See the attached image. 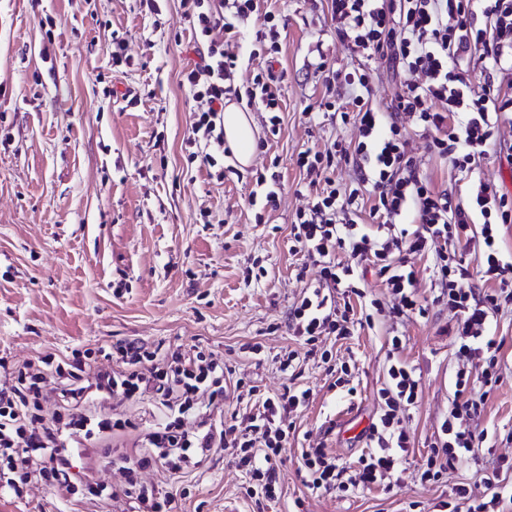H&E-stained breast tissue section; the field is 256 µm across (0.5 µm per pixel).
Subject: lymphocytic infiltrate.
<instances>
[{
	"mask_svg": "<svg viewBox=\"0 0 512 512\" xmlns=\"http://www.w3.org/2000/svg\"><path fill=\"white\" fill-rule=\"evenodd\" d=\"M184 20L208 44L200 62L186 68L182 84L195 103L192 133L205 145H224V103L245 95L248 106L280 124V90L272 73H258L239 83L236 55L224 47L233 34V18L255 17L259 41L277 51L281 36L271 14H260L258 0H181ZM336 37L352 52L396 65L413 74L389 111L370 100L367 74L347 73L348 101L322 99L329 116L354 121L359 138L349 148L335 142L324 150L300 152L299 168L320 191L315 203L297 213L290 249L307 253L319 275L288 309L287 326L302 351L284 355L282 370L295 375L304 360L329 361L320 342L344 339L356 327L372 326L375 316L396 321L425 316L416 295V274L405 254L431 263L434 300L448 308L446 328L456 347L455 390L430 452L418 472L421 482L436 483L482 449L485 433L472 422L503 379L501 345L489 334L494 317L512 307V261L501 247V228L512 223V196L502 185L479 180L465 201L431 186L417 160L406 150L407 129L420 132L429 151L446 158L461 172L471 171L498 146L512 162V144L497 141L502 112L512 108V94L494 83L472 87L468 62L479 59L488 72L505 73L512 60V0H485L474 11L473 0H327ZM484 25H476L477 16ZM353 167L355 186L340 191L329 171ZM369 213L377 226L366 232L356 218ZM412 214L409 226L399 225ZM479 256L476 271L463 258L467 248ZM375 270L386 298L367 295V270ZM110 366L78 349L64 358L37 357L0 387V484L15 496L38 482L56 497L72 499L78 491L96 497L100 512H172L173 499L140 484L138 474L160 468L170 474L199 468L213 453L231 449L249 481L252 498L281 495L275 462L288 446L294 426L291 414L309 401L310 390L286 387L261 396L256 386L236 380L246 393L250 415L231 422L215 418L214 406L226 392L223 365L199 347L163 352L138 341L113 348ZM208 387V404L197 403ZM421 395V377L401 357V342L392 338L386 381L378 391L380 414L369 428L372 448L356 466L340 462L323 444L303 449L301 469L308 487L346 493L369 489L397 473L411 437L406 421ZM152 398L164 417L149 428L120 418L96 417L95 405ZM133 439L132 453L121 458L123 484L105 490L98 472L110 465L112 444ZM512 460L498 457L481 495L467 485L452 490L454 512H512V486L502 474Z\"/></svg>",
	"mask_w": 512,
	"mask_h": 512,
	"instance_id": "lymphocytic-infiltrate-1",
	"label": "lymphocytic infiltrate"
}]
</instances>
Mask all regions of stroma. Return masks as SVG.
Instances as JSON below:
<instances>
[{
    "instance_id": "35a3bbf8",
    "label": "stroma",
    "mask_w": 512,
    "mask_h": 512,
    "mask_svg": "<svg viewBox=\"0 0 512 512\" xmlns=\"http://www.w3.org/2000/svg\"><path fill=\"white\" fill-rule=\"evenodd\" d=\"M259 6L283 28L274 64L257 54L251 19L237 22L234 52L242 75L272 66L281 124L271 133L267 114L253 111L256 149L243 169L231 154L212 165L191 155L192 98L180 79L198 56L180 0H164L158 15L142 13L137 0H0V385L49 353L97 354L122 340L164 351L196 344L261 395L293 382L312 398L294 415L296 430L278 461V500L248 498L247 478L226 452L180 478L157 469L139 474L142 484L173 494L175 512H436L456 483L481 493L495 455L512 456V444H498L492 455L479 451L440 483L420 481L457 364L426 258H405L426 316L398 323L379 316L349 338L325 341L334 364L353 366L354 395L332 387L319 361H307L292 380L277 360L297 346L283 326L286 312L317 276L289 249L295 214L316 193L297 156L355 142L358 134L351 123L308 119L326 93L346 95L345 86L326 85L315 65L368 74L372 102L382 110L407 75L342 45L325 0ZM47 15L56 21L48 41L39 27ZM116 37L131 55L118 68L108 49ZM408 149L433 184L460 201L471 182L501 181L512 167L492 151L471 172H459L415 134ZM261 172L279 177L276 201L266 207L249 203ZM489 332L503 342L506 370L475 423L501 436L512 430V313L500 314ZM394 336L422 382L398 483L348 496L307 488L303 448L324 443L351 465L366 451L362 433L378 411ZM256 343L257 355L249 351ZM0 512L71 508L33 483L20 499L0 491Z\"/></svg>"
}]
</instances>
